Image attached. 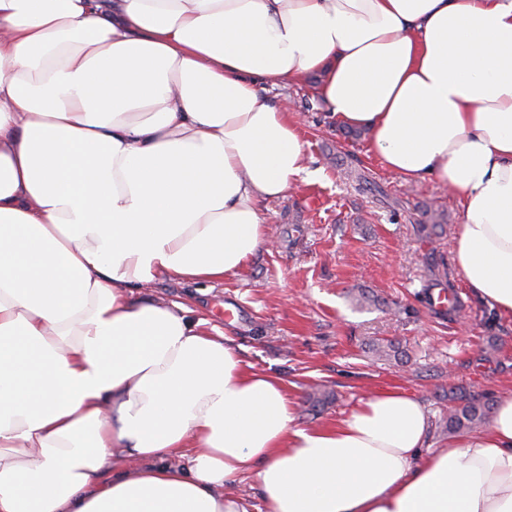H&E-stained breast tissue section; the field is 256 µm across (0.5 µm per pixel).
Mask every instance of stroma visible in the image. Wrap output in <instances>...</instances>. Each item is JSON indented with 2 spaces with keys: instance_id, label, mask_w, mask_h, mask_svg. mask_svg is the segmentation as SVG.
Wrapping results in <instances>:
<instances>
[{
  "instance_id": "35a3bbf8",
  "label": "stroma",
  "mask_w": 512,
  "mask_h": 512,
  "mask_svg": "<svg viewBox=\"0 0 512 512\" xmlns=\"http://www.w3.org/2000/svg\"><path fill=\"white\" fill-rule=\"evenodd\" d=\"M311 75L288 89L305 145L308 174L268 205L269 244L223 282L162 280L140 297L184 302L193 317L222 327L255 369L280 376L308 427L332 423L359 399L386 388L416 394L432 420L446 415L450 388L492 398L512 394V322L464 287L454 248L461 222L454 193L434 181L408 183L368 150L366 130L348 135ZM442 215L443 234L419 225ZM373 304L356 305L353 289ZM455 295L458 303L433 300ZM236 317L225 322V309ZM399 341L409 360L376 358L370 344ZM323 385L331 402L312 408Z\"/></svg>"
}]
</instances>
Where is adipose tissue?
Here are the masks:
<instances>
[{"label": "adipose tissue", "instance_id": "adipose-tissue-1", "mask_svg": "<svg viewBox=\"0 0 512 512\" xmlns=\"http://www.w3.org/2000/svg\"><path fill=\"white\" fill-rule=\"evenodd\" d=\"M463 220L465 286L512 319V0H0V512H512V397L428 441L385 389L297 423L186 306L268 243L306 172L278 85Z\"/></svg>", "mask_w": 512, "mask_h": 512}]
</instances>
